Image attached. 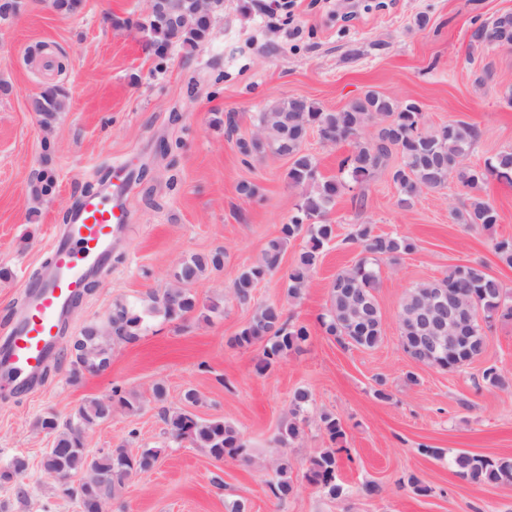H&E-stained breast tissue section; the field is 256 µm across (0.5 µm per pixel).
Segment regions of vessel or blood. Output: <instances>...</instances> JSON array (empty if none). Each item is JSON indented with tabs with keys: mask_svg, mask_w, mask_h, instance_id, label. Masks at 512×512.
Masks as SVG:
<instances>
[{
	"mask_svg": "<svg viewBox=\"0 0 512 512\" xmlns=\"http://www.w3.org/2000/svg\"><path fill=\"white\" fill-rule=\"evenodd\" d=\"M130 183L108 184L83 195L53 247L49 267L28 288L23 316L0 341V389L37 381L56 358L73 305L90 273L110 260L112 235L126 223L119 199Z\"/></svg>",
	"mask_w": 512,
	"mask_h": 512,
	"instance_id": "vessel-or-blood-1",
	"label": "vessel or blood"
}]
</instances>
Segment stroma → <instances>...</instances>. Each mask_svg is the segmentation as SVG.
I'll use <instances>...</instances> for the list:
<instances>
[{
	"instance_id": "35a3bbf8",
	"label": "stroma",
	"mask_w": 512,
	"mask_h": 512,
	"mask_svg": "<svg viewBox=\"0 0 512 512\" xmlns=\"http://www.w3.org/2000/svg\"><path fill=\"white\" fill-rule=\"evenodd\" d=\"M144 13V0H82L68 17L48 0H24L16 17L0 21V336L23 304L28 277L49 261L54 235L84 186L98 184L117 161L136 175L128 222L112 240L115 262L96 274V288L72 310L65 340L101 319L114 299L136 302L167 288L191 255L223 251L224 267L194 286L197 314L152 319L144 336L113 349L105 371L71 381L61 355L42 386L0 390V465L17 456L28 462L17 480L0 482V512H78L41 467L52 437L38 421L49 414L66 420L116 388L136 394L140 408L115 410L88 431V450L123 445L161 454L153 468L127 478L110 512H228L236 500L248 512H512V485L471 484L447 460L457 451L512 458V388L481 381L490 365L512 373V319L497 321L483 355L453 372L412 360L397 319L408 289L456 265H484L512 291V268L493 251L495 239L512 236V185H484L480 195L498 221L471 229L452 218L469 202L457 179L403 210L389 172L381 171L363 206L346 193L327 213L336 239L302 300L289 301L286 292L288 270L307 245L302 237L290 241L280 270L256 285L250 304L229 298L238 274L289 222L301 195L288 183L286 158L239 153L236 141L253 134L257 113L287 97L335 112L375 91L416 102L429 128L475 124L480 136L466 163L483 168L512 147V49L476 46L471 33L475 24L512 14V0H224L205 42L162 58L137 26ZM420 14L430 19L423 29L415 25ZM53 85L63 90L66 107L46 128L28 100ZM45 170L56 188L37 200L29 184ZM243 181L255 185L254 197L238 193ZM365 222L378 233L403 232L415 249L398 264L380 265L382 342L372 350L345 349L319 316L337 272L358 256L348 238ZM269 302L282 304L310 336L260 374L262 344L242 348L234 338L255 307ZM213 304L222 313L211 318ZM410 372L416 382H408ZM379 377L389 399L374 395ZM158 382L171 408L195 389L202 399L195 414L235 425L251 462L168 443L152 397ZM299 387L311 392L313 406L300 438L283 450L294 490L279 500L268 487L271 450ZM324 412L345 431L337 468L345 494L337 499L303 477L310 458L331 445L319 425ZM435 448L443 457L432 456ZM412 475L426 494L411 490ZM217 476L223 489L213 485ZM369 484L379 494H367ZM20 485L26 498L16 495Z\"/></svg>"
}]
</instances>
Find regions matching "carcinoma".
<instances>
[{
	"mask_svg": "<svg viewBox=\"0 0 512 512\" xmlns=\"http://www.w3.org/2000/svg\"><path fill=\"white\" fill-rule=\"evenodd\" d=\"M211 22L200 16L193 25L166 32L156 40L170 46L195 47L209 35ZM478 44L512 43V16L502 15L490 24H482L471 34ZM41 123L48 126L57 113L66 107L65 94L57 86L44 89L41 96ZM256 131L249 138L237 141L239 152L252 157L271 152L290 161L288 180L302 189L296 213L279 234L269 239L259 260L241 270L231 288V297L242 305L250 303L255 286L279 270L288 242L305 237L308 245L295 258L288 272L287 295L291 301L302 298L311 272L316 268L323 250L336 238V226L325 221L336 199L353 189L360 190L354 198L364 197V187L387 168L395 153L401 163L390 169L398 189V205L412 207L425 192H438L452 176L470 195L468 206L453 213L454 220L469 228H486L497 220L492 205L477 196L490 178L512 183V148H504L487 160L482 170L465 169L463 161L478 140L479 131L472 124L455 121L435 129L425 127L423 113L414 102L400 103L369 91L346 108L329 112L305 98L290 97L260 112ZM315 129L330 145L352 140L355 149L339 163V176L326 179L318 170L316 158L304 142L309 130ZM54 176L44 171L31 184V196L39 199L52 193ZM349 240L360 247V258L349 268L336 274L321 325L343 347L370 350L383 338V320L375 296L380 281L379 264L385 260L398 263L403 255L415 249L413 241L402 234H378L372 225H357ZM499 260L512 267V237L493 243ZM224 266V252L194 254L180 263L174 274L175 283L162 292L148 295L143 307L124 299L112 302L108 314L83 327L70 344V378L77 382L97 366H108L116 346L139 339L147 328L148 318L159 315L169 321L186 318L196 312L192 288L205 275ZM461 290L463 300L476 302L472 323L474 335L465 348L444 356L440 368L453 371L478 359L486 346V331L499 319H512V304L501 282L485 271L481 264L457 265L440 280L426 282L409 289L398 311L400 339L404 352L418 363L435 365L418 349L413 321L421 303L433 292ZM308 329L285 318L283 306L267 303L258 306L247 325L234 338L236 345L249 347L263 343L262 357L257 364L260 373L267 372L285 353L297 350L308 340ZM488 388L507 389L509 378L495 365L481 374ZM129 412L140 406L121 390L109 398H93L81 405L64 422L52 416L38 421L41 429L53 435L52 446L44 455L42 465L47 471L81 474L86 478L81 496L84 512H104L132 473L146 471L157 462L160 449L146 448L132 454L124 445L105 453L91 455L86 450L85 435L94 426L112 419L115 404ZM312 405L308 390L299 388L291 396L288 421L281 428L277 443L285 447L299 439ZM166 425L167 439L179 444L187 441L205 449L217 460L228 456L250 460L248 449L238 429L224 419H203L184 408H159ZM321 427L335 442L344 437L342 424L335 415L322 413ZM454 472L474 485H512V459L458 452L449 460ZM338 460L336 449L327 448L309 460L305 478L332 499L344 494L336 480ZM273 477L269 481L272 495L283 500L294 489L292 469L282 455L272 462Z\"/></svg>",
	"mask_w": 512,
	"mask_h": 512,
	"instance_id": "cac0c4a2",
	"label": "carcinoma"
}]
</instances>
